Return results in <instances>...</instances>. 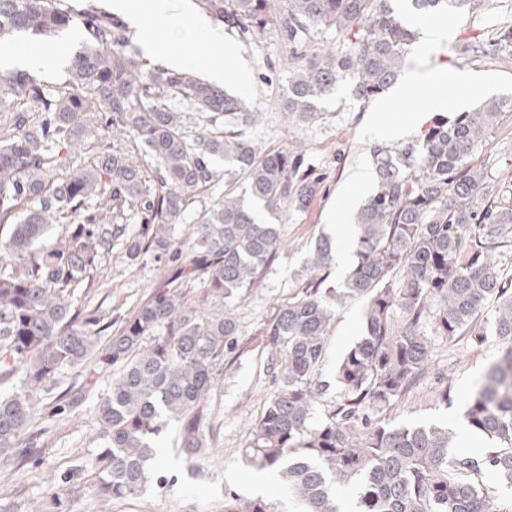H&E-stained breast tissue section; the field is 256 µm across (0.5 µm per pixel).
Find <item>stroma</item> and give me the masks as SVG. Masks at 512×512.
Segmentation results:
<instances>
[{"instance_id":"stroma-1","label":"stroma","mask_w":512,"mask_h":512,"mask_svg":"<svg viewBox=\"0 0 512 512\" xmlns=\"http://www.w3.org/2000/svg\"><path fill=\"white\" fill-rule=\"evenodd\" d=\"M510 26L512 0H480L469 13L449 19L448 37L441 46L419 42L412 46L409 65L441 67L486 81V88L475 93L466 85L449 84L445 110L435 108V89L416 88L392 101L384 122L379 123L372 118L375 100L357 99L346 78L324 100L322 118L296 125L288 122L282 108L289 49L278 33L268 32L263 44L256 47L207 22L208 31L221 35L225 43L236 48L239 65L247 73L241 80L234 72H227L225 88L262 112L260 122L247 129L249 139L265 150L287 149L299 154L303 169L317 176L319 184L307 205L280 213L279 252L235 307L242 336L218 398L223 425L216 452L201 463H189L175 449V430H168L160 441V477L150 482L141 496L106 504L86 486L70 494L69 512H223L225 490L251 495V484L260 479L259 474L241 464L238 450L270 391L262 332L271 313L299 287L298 275L316 238L334 236L337 224L351 219L367 200V193H349L345 186L354 170L372 168L371 148L377 144L396 147L413 143L426 131L421 125L404 136L393 137L386 131V124L406 122L417 113L425 114L427 123H431L442 115L472 111L483 99L512 96V59L507 56V47L498 41L500 31ZM475 162L497 176L506 192H512V112L502 116L496 133L476 153ZM160 279L159 263L151 260L131 267L120 255H113L98 271L80 307L107 311L116 318L127 317L148 298ZM363 307L362 301L355 300L337 309L327 338L324 381L333 382L337 360L361 336ZM497 354L498 346L493 341L479 347L467 336L439 340L428 373L398 406L388 411V418L412 425L461 418L463 399ZM445 384L451 385L455 397L447 408L436 398ZM103 392L100 386L87 390L80 407L58 420L47 421L35 457L10 474H0V496L10 497L17 512H27L48 477L79 464L92 452L95 409Z\"/></svg>"}]
</instances>
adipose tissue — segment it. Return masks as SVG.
Instances as JSON below:
<instances>
[{
	"label": "adipose tissue",
	"instance_id": "adipose-tissue-1",
	"mask_svg": "<svg viewBox=\"0 0 512 512\" xmlns=\"http://www.w3.org/2000/svg\"><path fill=\"white\" fill-rule=\"evenodd\" d=\"M203 20L188 17L181 7V0H159L151 24L141 41L148 54H161L166 65L178 67L194 61L207 69L214 83H222L224 70L236 66L234 46L225 45L223 60L210 56V42L202 38Z\"/></svg>",
	"mask_w": 512,
	"mask_h": 512
}]
</instances>
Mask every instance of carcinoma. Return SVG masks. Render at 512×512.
<instances>
[{
	"label": "carcinoma",
	"mask_w": 512,
	"mask_h": 512,
	"mask_svg": "<svg viewBox=\"0 0 512 512\" xmlns=\"http://www.w3.org/2000/svg\"><path fill=\"white\" fill-rule=\"evenodd\" d=\"M193 3L255 46L280 32L284 113L301 124L322 115L320 101L346 75L365 100L396 82L416 40L407 12L464 14L474 0ZM77 20L85 41L64 89L0 70V472L33 453L47 400L60 415L107 384L95 450L50 480L28 512H67L68 491L85 481L105 502L140 496L172 423L187 461L210 454L221 428L214 392L239 347L233 307L280 246L267 217L306 205L317 185L289 150L262 151L245 135L259 110L186 71L150 66L126 22L94 3L78 14L69 0H0V43ZM326 28L343 48L317 41ZM506 112L511 97L486 99L435 121L419 142L374 146L377 188L355 216L345 279L321 288L334 254L317 239L299 291L270 317L272 386L239 457L273 475L291 512H340L341 487L354 494L353 512H489L498 490L512 489V287L496 259L512 251V204L472 160ZM81 150L94 160L79 163ZM192 215L191 236L179 237L177 224ZM115 249L129 266L164 264L166 275L127 319L81 313L76 297ZM199 274L195 302L189 284ZM491 299L494 314L480 325ZM353 300L365 303L364 332L337 361L336 405L317 420L326 336L335 309ZM463 334L501 346L463 402L467 427L492 442L478 456L453 452L446 424L386 418L426 373L436 342ZM77 369L81 385L50 398ZM224 512L279 510L267 496L226 491Z\"/></svg>",
	"instance_id": "1"
}]
</instances>
